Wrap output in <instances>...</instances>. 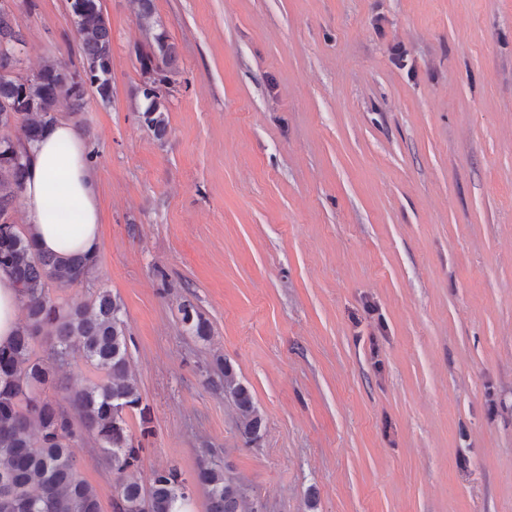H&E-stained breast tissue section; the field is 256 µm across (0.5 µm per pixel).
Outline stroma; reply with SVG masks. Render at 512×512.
Listing matches in <instances>:
<instances>
[{
    "mask_svg": "<svg viewBox=\"0 0 512 512\" xmlns=\"http://www.w3.org/2000/svg\"><path fill=\"white\" fill-rule=\"evenodd\" d=\"M102 5L112 99L57 107L98 152L101 247L54 294L123 304L142 479L209 457L263 512H512V0H154L179 51L161 141L134 0ZM14 17L26 71L79 66L66 0ZM75 455L112 512L102 450ZM180 312L182 314L181 321L186 331L204 341L209 338L211 335L210 325L192 304H182ZM221 369L224 371V394L229 397L237 411L240 428L245 439L249 442L259 438L263 418L257 408L249 388L235 375L233 368L224 363Z\"/></svg>",
    "mask_w": 512,
    "mask_h": 512,
    "instance_id": "35a3bbf8",
    "label": "stroma"
}]
</instances>
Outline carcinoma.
<instances>
[{
	"instance_id": "carcinoma-1",
	"label": "carcinoma",
	"mask_w": 512,
	"mask_h": 512,
	"mask_svg": "<svg viewBox=\"0 0 512 512\" xmlns=\"http://www.w3.org/2000/svg\"><path fill=\"white\" fill-rule=\"evenodd\" d=\"M14 2L0 3V269L13 276L27 322L9 346L0 347V512H102L96 491L76 468L75 446L85 436L101 444L112 465V512H174L177 502L189 498V483L178 468L158 469L146 482L138 477L144 448L133 444L125 412L139 410L145 434L150 418L131 371L120 299L104 288L87 303L53 297V288L90 282L96 259L45 255L14 220L26 177L24 147L57 121L60 101L73 112L85 109L90 94L104 104L111 101V24L101 0H67L81 69L73 71L56 58L23 76L26 40L14 24ZM137 4L147 37L135 48L136 60L146 79L163 89H138L139 120L161 139L168 132L166 101L179 73V54L165 31H155L153 0ZM14 128L21 132L17 139L9 134ZM180 312L186 331L209 338L210 325L192 304L181 305ZM45 331L53 338L49 364L32 356L33 343ZM75 356L104 378L77 389L63 384L54 364ZM222 370L224 395L235 406L245 439L255 441L263 418L251 391L230 365ZM51 388L68 393L80 425L47 396ZM194 482L207 489V512H244V494L223 466L201 459Z\"/></svg>"
}]
</instances>
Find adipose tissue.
I'll return each mask as SVG.
<instances>
[{"label":"adipose tissue","instance_id":"ef3b65f1","mask_svg":"<svg viewBox=\"0 0 512 512\" xmlns=\"http://www.w3.org/2000/svg\"><path fill=\"white\" fill-rule=\"evenodd\" d=\"M27 230L42 253L96 256L101 212L90 157L81 133L66 121L50 125L31 150L22 193ZM21 296L0 271V346L20 327Z\"/></svg>","mask_w":512,"mask_h":512}]
</instances>
